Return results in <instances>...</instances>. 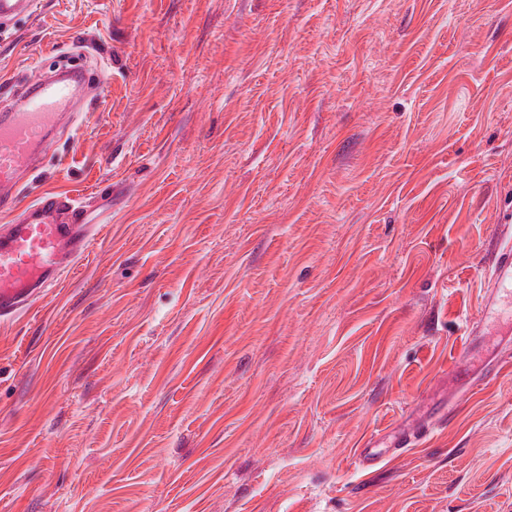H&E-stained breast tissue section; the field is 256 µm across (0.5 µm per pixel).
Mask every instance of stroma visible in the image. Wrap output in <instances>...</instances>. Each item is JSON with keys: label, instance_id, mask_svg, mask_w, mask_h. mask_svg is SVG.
I'll return each instance as SVG.
<instances>
[{"label": "stroma", "instance_id": "1", "mask_svg": "<svg viewBox=\"0 0 512 512\" xmlns=\"http://www.w3.org/2000/svg\"><path fill=\"white\" fill-rule=\"evenodd\" d=\"M22 186L104 225L0 325V512H512V362L418 447L512 221V0H40ZM81 72L72 69L62 77L36 71L27 77L28 91L0 113V214L13 213L19 188L34 172L55 133L74 115V82ZM437 417L415 420L384 438L372 437L356 449V459L364 468L372 467L390 455L404 452L406 448H413L433 428Z\"/></svg>", "mask_w": 512, "mask_h": 512}]
</instances>
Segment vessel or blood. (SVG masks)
<instances>
[{
    "instance_id": "vessel-or-blood-1",
    "label": "vessel or blood",
    "mask_w": 512,
    "mask_h": 512,
    "mask_svg": "<svg viewBox=\"0 0 512 512\" xmlns=\"http://www.w3.org/2000/svg\"><path fill=\"white\" fill-rule=\"evenodd\" d=\"M36 5L37 0H0V22L32 16ZM78 76L75 69L62 77L35 72L25 95L0 109V214L14 217L0 228V323L27 312L58 287L102 231L101 225L86 223L83 204L66 195L47 192L26 207L18 205L22 181L37 169L63 121L72 117ZM490 263L480 314L467 330L474 347L491 325L512 338V245L494 251ZM503 365L502 356L475 348L471 387L483 385ZM433 426L419 419L385 437L369 438L356 458L362 467H372L414 447Z\"/></svg>"
}]
</instances>
